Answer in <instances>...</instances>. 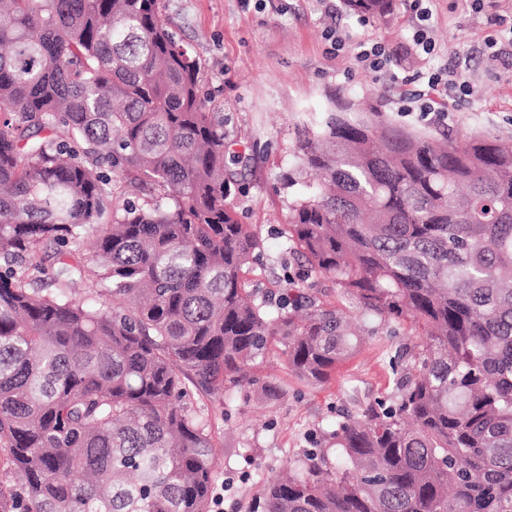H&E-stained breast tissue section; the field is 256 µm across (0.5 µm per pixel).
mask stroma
<instances>
[{
  "label": "stroma",
  "instance_id": "obj_1",
  "mask_svg": "<svg viewBox=\"0 0 512 512\" xmlns=\"http://www.w3.org/2000/svg\"><path fill=\"white\" fill-rule=\"evenodd\" d=\"M411 0H394L390 15L365 18L343 0H161L167 27L199 57L204 88L223 105L224 132L240 157L241 184L233 205L239 220L260 227L264 240L258 283L278 294L284 269H297L281 229L288 197L280 176L296 162L299 132L343 104L353 112H378L398 126L425 135L485 134L512 139V54L491 55L489 38L512 36V0H487L475 12L471 0H430L436 53L412 43ZM385 45L392 61L372 72L357 60L361 50ZM448 69L473 85L461 97L429 88L425 72ZM423 99L447 122L422 118L410 105ZM413 339L395 321L378 326L361 351L328 382L299 380L281 352L251 367L258 386L218 402L191 394L188 404L207 421L217 441L214 489L223 496L211 512H246L260 485L286 470L337 420L358 416L396 391L389 360ZM280 387L272 402L263 384Z\"/></svg>",
  "mask_w": 512,
  "mask_h": 512
}]
</instances>
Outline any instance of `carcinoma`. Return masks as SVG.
<instances>
[{
  "mask_svg": "<svg viewBox=\"0 0 512 512\" xmlns=\"http://www.w3.org/2000/svg\"><path fill=\"white\" fill-rule=\"evenodd\" d=\"M202 81L160 0L0 3V512H210L216 441L184 398L254 385L274 346L323 383L362 345L353 311L251 287L263 237ZM300 177L288 251L416 341L397 396L249 512H512V140L329 112Z\"/></svg>",
  "mask_w": 512,
  "mask_h": 512,
  "instance_id": "obj_1",
  "label": "carcinoma"
}]
</instances>
